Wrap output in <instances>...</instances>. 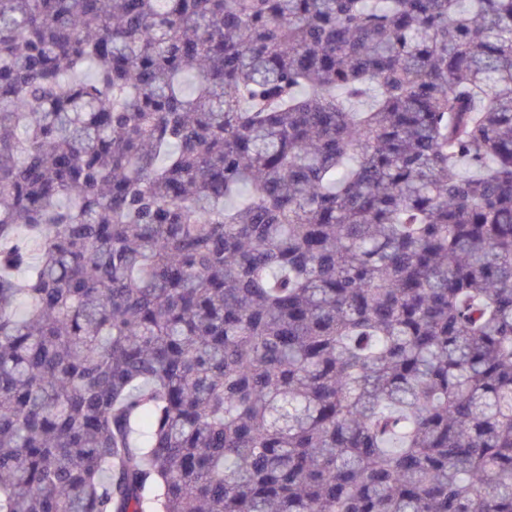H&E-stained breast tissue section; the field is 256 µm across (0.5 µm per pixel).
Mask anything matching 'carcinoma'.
Segmentation results:
<instances>
[{
    "mask_svg": "<svg viewBox=\"0 0 512 512\" xmlns=\"http://www.w3.org/2000/svg\"><path fill=\"white\" fill-rule=\"evenodd\" d=\"M0 512H512V0H0Z\"/></svg>",
    "mask_w": 512,
    "mask_h": 512,
    "instance_id": "1",
    "label": "carcinoma"
}]
</instances>
